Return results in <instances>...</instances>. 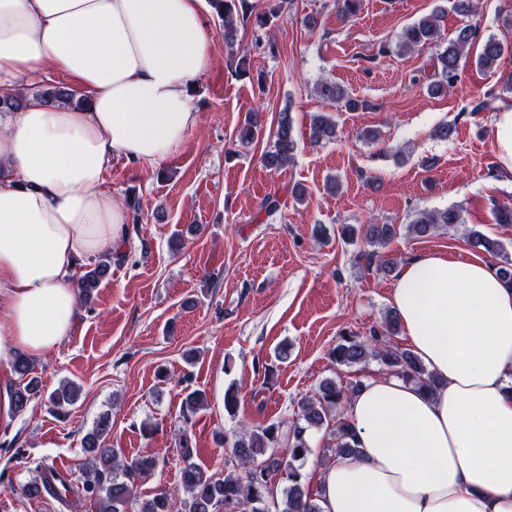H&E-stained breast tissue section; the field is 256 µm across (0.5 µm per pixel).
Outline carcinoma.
Wrapping results in <instances>:
<instances>
[{
    "label": "carcinoma",
    "instance_id": "1",
    "mask_svg": "<svg viewBox=\"0 0 512 512\" xmlns=\"http://www.w3.org/2000/svg\"><path fill=\"white\" fill-rule=\"evenodd\" d=\"M217 16L224 20V41L233 43L238 21L250 20L252 24L263 28L269 17L275 16L280 5L267 6V10L254 12V6L248 0H209ZM442 12L434 11L411 26L400 36L399 49L412 52L419 47L437 42L440 33ZM478 30L466 25L456 36L448 40V46L437 56L440 79L433 84L431 91L451 90L459 77L461 57L472 42L476 41ZM504 52L503 46L489 38L482 45L477 63L483 68L496 65ZM319 96L329 103L344 102L346 108L355 111L361 102L350 97L341 87L332 83H322L317 87ZM31 100H40L46 104H82V99L64 84L44 83L33 92L19 93L0 97V112H20ZM261 128L259 114L250 112L244 118L239 130L243 141L254 139ZM275 150L264 156L269 168L280 169L292 160L297 143L293 135V118L285 110L278 115L275 132ZM311 136L316 142L331 141L336 138V123L328 116H316L311 126ZM462 223L460 211L448 208L442 211L421 212L413 221L412 230L421 235H429L442 226ZM371 246H385L396 235L392 224H365L357 228L345 224L340 235L344 240H352L357 233ZM468 244L480 251L499 259L502 266L497 275L512 285V259L503 245L479 230L468 233ZM112 254L107 253L87 265L80 275L77 289L82 302H88L101 283L111 275ZM401 324L397 314L389 313L385 319V330L373 333L371 340H361L356 336H345L332 349L331 355L336 364L351 367L375 358L388 371L399 374L403 379L414 382L423 388L434 386L433 375L426 370L418 357L409 349L401 348L391 342L398 335ZM14 370L21 381L13 391L14 408L18 412L26 409L39 394L38 381L31 377V365L24 356L14 361ZM361 382L345 387L334 380H326L319 386L316 394L302 399L300 414L295 422L288 447L280 453L273 449L281 443L280 424L270 422L256 427L236 441L224 458V472L220 476L209 475L191 462L196 452L191 437L182 433L178 453L184 461L181 469V485L188 497L177 500L162 490L152 498L136 499L133 485L129 479L138 475L152 473L158 466V460L150 454H140L130 459L122 458L116 449L108 446L107 437L111 430V419L104 416L96 421L91 431L82 439V447L89 454L86 462L83 489L92 495L97 503V512H128L131 506L137 512H320L316 499L305 492L302 474L296 463L310 452L307 431L324 425L332 428L333 446L327 448V458L354 451L351 440L353 430L345 417V409L351 396L360 388ZM79 387L74 384L63 386L49 396L53 411L64 416L68 407L78 400ZM204 404L201 393L192 391L181 401V413L184 419L200 410ZM281 475L288 481L284 498L277 502L269 497V483L275 475Z\"/></svg>",
    "mask_w": 512,
    "mask_h": 512
}]
</instances>
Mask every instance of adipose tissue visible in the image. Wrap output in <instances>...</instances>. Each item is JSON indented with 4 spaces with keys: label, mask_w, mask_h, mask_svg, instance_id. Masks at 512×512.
<instances>
[{
    "label": "adipose tissue",
    "mask_w": 512,
    "mask_h": 512,
    "mask_svg": "<svg viewBox=\"0 0 512 512\" xmlns=\"http://www.w3.org/2000/svg\"><path fill=\"white\" fill-rule=\"evenodd\" d=\"M204 2L0 0V94L51 73L84 100L0 113V425L14 354L73 334L80 259L126 235L113 158L160 166L198 121ZM391 303L438 384L365 380L346 407L357 454L307 472L321 512H512V287L481 259L427 253Z\"/></svg>",
    "instance_id": "ef3b65f1"
}]
</instances>
